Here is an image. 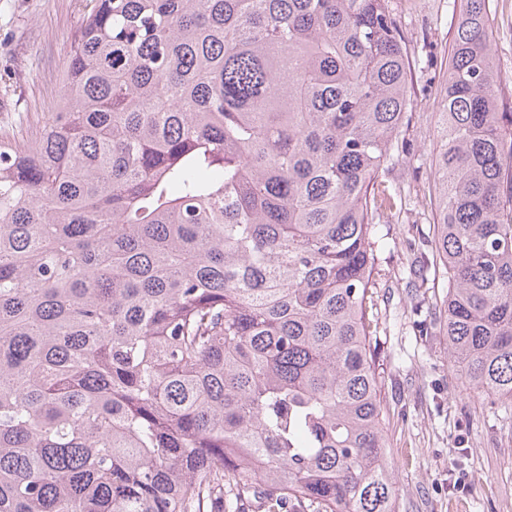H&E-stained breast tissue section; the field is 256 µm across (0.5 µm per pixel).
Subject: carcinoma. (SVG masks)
<instances>
[{"mask_svg":"<svg viewBox=\"0 0 512 512\" xmlns=\"http://www.w3.org/2000/svg\"><path fill=\"white\" fill-rule=\"evenodd\" d=\"M0 139V512H396L369 318L409 122L389 0H89ZM431 319L512 407V113L465 0Z\"/></svg>","mask_w":512,"mask_h":512,"instance_id":"cac0c4a2","label":"carcinoma"}]
</instances>
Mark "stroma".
I'll return each mask as SVG.
<instances>
[{
  "label": "stroma",
  "mask_w": 512,
  "mask_h": 512,
  "mask_svg": "<svg viewBox=\"0 0 512 512\" xmlns=\"http://www.w3.org/2000/svg\"><path fill=\"white\" fill-rule=\"evenodd\" d=\"M500 109L512 112V0H489ZM86 0H0V134L24 136L53 108L58 78ZM407 49L413 117L406 151L382 172L402 208L378 245L373 298L378 371L390 407L396 512H512V408L480 402L463 384L441 337L423 333L443 283L426 245L436 213L429 154L461 0H390Z\"/></svg>",
  "instance_id": "obj_1"
}]
</instances>
